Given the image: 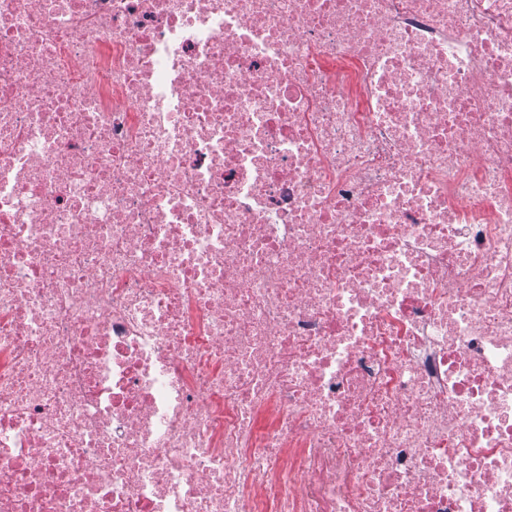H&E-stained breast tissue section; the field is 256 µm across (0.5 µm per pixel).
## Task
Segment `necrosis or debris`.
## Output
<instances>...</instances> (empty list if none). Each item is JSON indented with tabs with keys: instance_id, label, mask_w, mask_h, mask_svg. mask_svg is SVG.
Here are the masks:
<instances>
[{
	"instance_id": "necrosis-or-debris-1",
	"label": "necrosis or debris",
	"mask_w": 512,
	"mask_h": 512,
	"mask_svg": "<svg viewBox=\"0 0 512 512\" xmlns=\"http://www.w3.org/2000/svg\"><path fill=\"white\" fill-rule=\"evenodd\" d=\"M0 512H512V0H0Z\"/></svg>"
}]
</instances>
